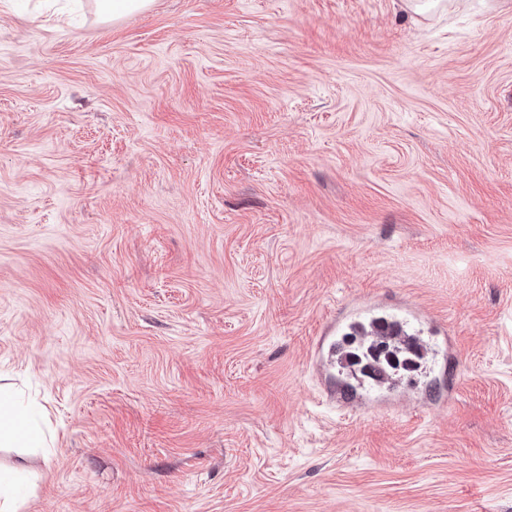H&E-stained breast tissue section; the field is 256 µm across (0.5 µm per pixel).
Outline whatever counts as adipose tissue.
<instances>
[{
	"label": "adipose tissue",
	"mask_w": 512,
	"mask_h": 512,
	"mask_svg": "<svg viewBox=\"0 0 512 512\" xmlns=\"http://www.w3.org/2000/svg\"><path fill=\"white\" fill-rule=\"evenodd\" d=\"M45 445L41 427L14 386L0 384V447L42 448Z\"/></svg>",
	"instance_id": "obj_1"
}]
</instances>
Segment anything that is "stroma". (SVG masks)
Listing matches in <instances>:
<instances>
[{
    "mask_svg": "<svg viewBox=\"0 0 512 512\" xmlns=\"http://www.w3.org/2000/svg\"><path fill=\"white\" fill-rule=\"evenodd\" d=\"M53 3L0 0L22 512H512V0ZM95 10L101 21H116L134 13L149 10L153 0H94Z\"/></svg>",
    "mask_w": 512,
    "mask_h": 512,
    "instance_id": "stroma-1",
    "label": "stroma"
}]
</instances>
